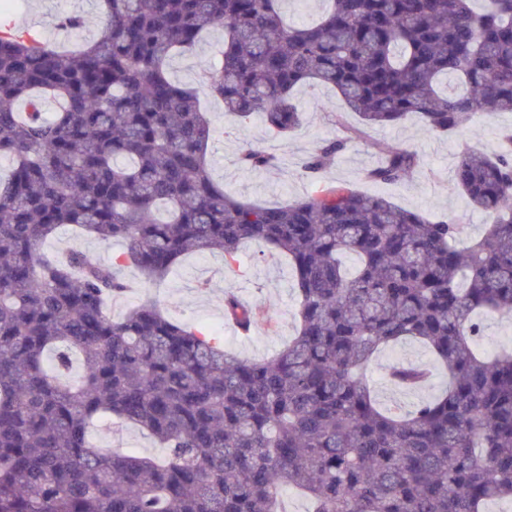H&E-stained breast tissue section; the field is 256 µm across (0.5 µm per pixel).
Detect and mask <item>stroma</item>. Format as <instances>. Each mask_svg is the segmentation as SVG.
<instances>
[{"label":"stroma","mask_w":512,"mask_h":512,"mask_svg":"<svg viewBox=\"0 0 512 512\" xmlns=\"http://www.w3.org/2000/svg\"><path fill=\"white\" fill-rule=\"evenodd\" d=\"M75 12L83 15L85 27L78 32L62 29L60 17ZM9 15L18 24L29 16H38L43 35L70 49L93 39L102 20L97 0L87 5L82 0H14ZM223 48L222 30H208L192 51L171 59V78L188 86H200L205 69L217 61ZM202 102L216 129L209 147L211 174L235 196L273 206L315 194L325 186H346L437 219L460 217L469 239L480 238L486 231L485 214L470 204L454 181V163L465 146L495 153L500 133L512 129V112L474 119L461 135L426 134L414 117L383 128L368 127L346 108L333 89L307 84L293 93V102L302 112L303 120L283 138L267 129L261 114L243 119L225 113L219 99L206 96ZM332 140L346 141L347 146L319 178H311L304 171L308 155ZM251 146L271 152L276 158L275 166L267 170L243 167L240 156ZM392 148L416 151L419 168L394 184L368 179V171L381 163L384 150ZM73 248L108 264L125 251L126 245L120 240L105 242L65 227L42 246L43 252L57 256ZM119 275L130 290L113 302L111 317L123 316L145 296L152 295L161 301L170 319L206 327L222 336L227 352L255 360L272 357L295 334L297 298L288 261L264 245L247 244L237 261L231 263L208 253L187 256L164 281L147 290L142 287V272L133 264L120 267ZM228 288L245 303L268 313L269 322L256 324L250 335L235 334L224 317V291ZM399 359L428 365L427 383L415 390L395 386L389 371ZM367 378L379 405L400 414L438 396L447 381L431 352L416 340L379 349L367 368ZM92 434L104 448L144 457L161 454L146 432L115 417L99 423Z\"/></svg>","instance_id":"1"}]
</instances>
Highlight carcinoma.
Masks as SVG:
<instances>
[{"label": "carcinoma", "mask_w": 512, "mask_h": 512, "mask_svg": "<svg viewBox=\"0 0 512 512\" xmlns=\"http://www.w3.org/2000/svg\"><path fill=\"white\" fill-rule=\"evenodd\" d=\"M96 39L78 51L38 32L0 29V512H279L294 488L309 512H483L512 502V352L479 348L484 313L512 312V131L490 156L464 147L454 181L484 212V235L347 187L270 208L229 194L210 173L215 130L173 55L209 28L221 59L203 74L224 111L264 114L291 132L295 88L336 89L367 125L416 115L428 133L512 112V0H327L311 23L282 0H102ZM59 101L43 116L42 97ZM29 109L20 117L13 108ZM346 143L304 168L318 176ZM252 169L274 165L262 149ZM396 148L368 172L410 176ZM66 225L127 251L41 256ZM255 241L284 253L298 327L262 361L171 320L152 300L120 318L107 300L130 262L164 279L185 254L235 259ZM357 259L355 273L343 258ZM224 316L250 331L262 312L224 290ZM422 342L448 388L409 414L378 407L361 376L382 347ZM82 362L68 378L71 354ZM393 383L423 385L425 365L396 363ZM109 414L147 431L165 458L91 445Z\"/></svg>", "instance_id": "obj_1"}]
</instances>
